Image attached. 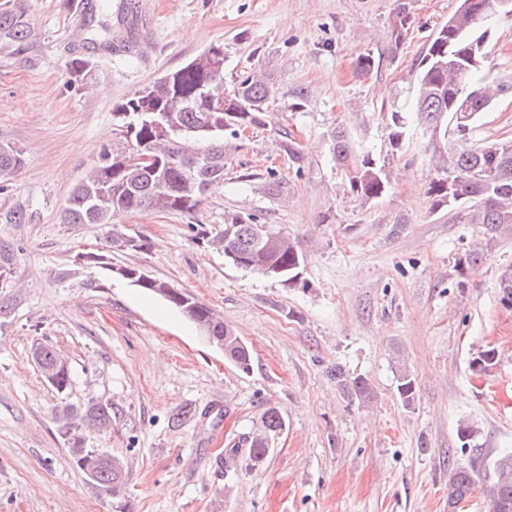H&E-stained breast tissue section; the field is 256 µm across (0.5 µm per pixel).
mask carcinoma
Wrapping results in <instances>:
<instances>
[{
    "label": "carcinoma",
    "instance_id": "obj_1",
    "mask_svg": "<svg viewBox=\"0 0 512 512\" xmlns=\"http://www.w3.org/2000/svg\"><path fill=\"white\" fill-rule=\"evenodd\" d=\"M467 0H457L448 16L427 42L419 60V74L412 108L391 115V139L399 142L409 119L429 131L432 169L427 195L433 209L448 207L467 211L468 223L481 227L480 237L455 259L459 274L482 263L498 242L512 237V139L472 142L480 115L494 101L512 91V85L489 80L484 74L487 40L483 15L477 8L464 9ZM411 16L408 4L397 6L392 30L394 45H399ZM30 36L29 22L21 2L0 12V48L22 46ZM281 98L279 88L267 78L253 75L231 85L224 84V71H209L187 64L159 76L136 90L115 109L121 121L123 146L105 149L84 180L71 192L64 208L67 224H110L118 214L141 210L158 213H193L209 188L224 178V134L265 123L269 109ZM224 100V108L212 106ZM332 154L341 168L350 192L367 202L383 196L390 185L369 153L359 149L345 130L330 135ZM496 143L508 151L505 164L492 161L485 147ZM139 152L153 157L152 167L138 170L131 164ZM23 159L10 146H0V180L14 177ZM276 240L269 241V236ZM198 237L224 252L234 266L279 279L295 286L305 264L296 242L272 224L247 222L238 215L224 219V229L213 236L200 228ZM150 242L112 231L107 248L142 251ZM12 242L0 240V286L13 281L17 253ZM129 283L143 292L166 300L196 325L205 329L214 343H223L224 357L243 372L250 371L251 350L206 304L188 292L169 298L168 282L143 269L131 267ZM42 376L57 391L71 384V372L63 358L49 345L36 356ZM397 365V394L409 406L416 396L415 378L403 352H394ZM336 388L349 403L368 406L376 398L369 381L351 377L338 367L333 373ZM54 419L68 444L74 462L92 484L120 491L125 480L124 467L104 468L99 449L88 446L93 435L112 429V403L90 399L82 406L59 405ZM284 419L274 408L261 417L258 431L246 438L242 466L259 469L267 459L272 439L284 429ZM486 494L490 512H512V449L495 457L481 474L456 465L448 468V512L476 490Z\"/></svg>",
    "mask_w": 512,
    "mask_h": 512
}]
</instances>
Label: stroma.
I'll return each mask as SVG.
<instances>
[{
	"mask_svg": "<svg viewBox=\"0 0 512 512\" xmlns=\"http://www.w3.org/2000/svg\"><path fill=\"white\" fill-rule=\"evenodd\" d=\"M24 0L31 35L0 51V144L24 164L0 190V239L19 245L22 288L0 322V512H448V466L489 463L512 448V309L498 300L512 238L458 275L454 263L478 225L426 194L429 136L409 125L390 143L391 114L409 110L425 44L456 0H407L412 24L392 47L395 0ZM108 26L116 55L92 36ZM224 81L261 71L280 91H308L304 108L280 99L264 125L225 138L224 178L191 214L125 213L113 224H66L71 190L121 131L115 106L214 42ZM376 62L359 75L356 60ZM87 62L68 73L73 57ZM512 85V19L491 30L485 65ZM345 128L390 180L361 202L330 150ZM478 140L512 139V94L483 113ZM306 157L296 169L280 144ZM281 183L270 190V177ZM26 213L22 224L7 212ZM272 224L305 253L302 285L243 271L202 244L227 215ZM150 241L112 251V270L80 265L113 230ZM138 267L220 313L252 351L239 372L198 326L115 275ZM67 359L57 393L33 357L37 344ZM414 373L412 405L396 392L394 348ZM498 362L472 371L479 351ZM362 376L377 398L349 404L330 373ZM112 404V430L91 447L120 459L122 499L89 483L60 438L53 410ZM285 428L249 472L231 450L266 408ZM478 432L468 442L460 423Z\"/></svg>",
	"mask_w": 512,
	"mask_h": 512,
	"instance_id": "obj_1",
	"label": "stroma"
}]
</instances>
